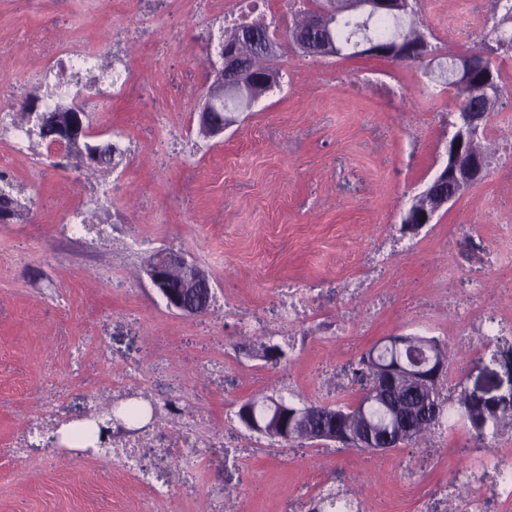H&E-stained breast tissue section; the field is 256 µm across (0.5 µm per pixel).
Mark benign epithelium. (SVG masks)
Instances as JSON below:
<instances>
[{
  "label": "benign epithelium",
  "mask_w": 512,
  "mask_h": 512,
  "mask_svg": "<svg viewBox=\"0 0 512 512\" xmlns=\"http://www.w3.org/2000/svg\"><path fill=\"white\" fill-rule=\"evenodd\" d=\"M410 0H344L341 12L351 15H376L387 13L399 15L409 10ZM289 39L301 53L329 58L338 55L336 41L324 40L318 44L304 40L300 33H290ZM486 56L481 53H465L459 56L452 81L454 86H466L470 73L483 70L484 86L481 99L473 105H461L456 113L454 135L459 147L445 152V159L435 171L421 194L430 198L432 207L423 212H413L408 208L403 216V229L416 231L432 222L434 217L448 206L457 196L486 176L488 165L484 156L470 152L466 144L475 140L483 132L487 113L495 110L501 94L490 70L484 68ZM212 82L199 103V127L209 137L224 134V130L237 121L234 114L221 119L216 113L224 111V87L228 76L235 78V88L243 91L247 108H252L276 86L279 72L273 67H265L263 83H253L251 67L238 53L234 45L226 46L219 40L212 44L206 56ZM57 134L50 144V150L59 153L67 142L87 140L97 137L93 130L89 113L83 111L77 102L58 107ZM178 271V278L169 277V271ZM144 272L150 287L158 294L166 307L184 316L204 314L214 297L213 288L203 270L187 254L173 249L156 252L147 262ZM394 348L403 353L410 346L414 350L400 361L389 365L374 358L370 359V369L361 396L353 403L343 406L324 403H308L304 406L290 405L286 400H269L264 414L257 415L256 408L239 405L238 420L249 432L256 433L272 442L282 443L306 440L320 447L334 445L339 448H359L367 452L383 451L405 445L409 436L406 428L410 407L403 400L391 398L392 392L400 388V378L412 377L416 385H425L432 392L439 391L441 382L448 374V365L432 356L430 342L423 336L393 338ZM476 405H498L512 403V393L487 396L470 393ZM358 412L363 418V427L351 434L341 427V419L350 412Z\"/></svg>",
  "instance_id": "obj_1"
}]
</instances>
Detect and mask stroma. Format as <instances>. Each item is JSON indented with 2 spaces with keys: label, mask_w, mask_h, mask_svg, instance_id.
Here are the masks:
<instances>
[{
  "label": "stroma",
  "mask_w": 512,
  "mask_h": 512,
  "mask_svg": "<svg viewBox=\"0 0 512 512\" xmlns=\"http://www.w3.org/2000/svg\"><path fill=\"white\" fill-rule=\"evenodd\" d=\"M224 0H0V96L19 109L28 80L65 42L120 40L131 70L103 139L134 148L114 169L55 167L16 153L11 177L33 200L29 218L0 223V512H313L339 491L360 512H460L454 483L481 492L485 512H512L476 465L467 423L451 420L419 444L364 452L269 442L246 431L238 405L262 395L349 403L355 372L387 336L445 344L449 382L512 389V340L479 341L492 319L512 329V58L481 143L487 176L417 233L401 216L432 177L455 101L420 96L421 65L380 57L311 58L282 48L283 79L223 137L195 114L210 84L206 21ZM490 0H425L419 17L444 47H474ZM88 231L71 238L76 215ZM194 257L214 289L206 314L166 309L142 269L159 249ZM298 286L311 316L283 322L282 289ZM248 322L261 335L243 333ZM285 352L278 365L260 344ZM130 383L155 417L140 464L149 484L96 450L44 447L111 404ZM197 464L184 469L183 452Z\"/></svg>",
  "instance_id": "35a3bbf8"
}]
</instances>
